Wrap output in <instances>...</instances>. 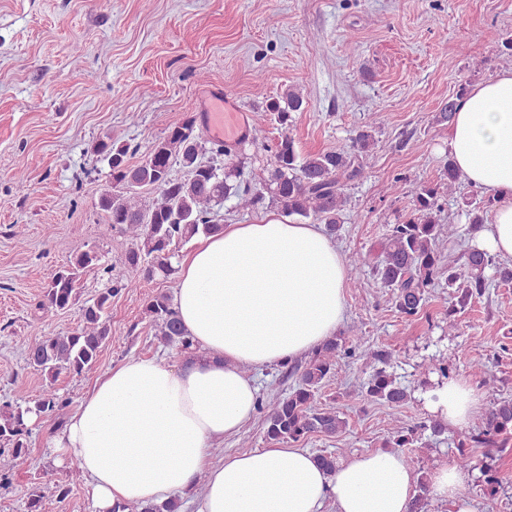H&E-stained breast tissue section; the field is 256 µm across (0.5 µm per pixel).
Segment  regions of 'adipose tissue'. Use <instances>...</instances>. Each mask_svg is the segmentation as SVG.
Segmentation results:
<instances>
[{
	"label": "adipose tissue",
	"mask_w": 512,
	"mask_h": 512,
	"mask_svg": "<svg viewBox=\"0 0 512 512\" xmlns=\"http://www.w3.org/2000/svg\"><path fill=\"white\" fill-rule=\"evenodd\" d=\"M461 175L496 202L474 244L512 258V70L473 86L448 125ZM349 267L319 225L268 214L228 224L183 259L174 309L195 348L187 367L133 358L99 378L54 439L77 461L92 512L187 498L192 512H409L419 476L401 452L378 449L325 471L314 454L273 442L213 459L259 401L257 371L294 361L335 336ZM448 426L478 410L473 387L452 378L426 395ZM431 495L471 512L464 475L441 464Z\"/></svg>",
	"instance_id": "ef3b65f1"
}]
</instances>
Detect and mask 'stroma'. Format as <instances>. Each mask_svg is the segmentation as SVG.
<instances>
[{
  "label": "stroma",
  "mask_w": 512,
  "mask_h": 512,
  "mask_svg": "<svg viewBox=\"0 0 512 512\" xmlns=\"http://www.w3.org/2000/svg\"><path fill=\"white\" fill-rule=\"evenodd\" d=\"M512 39V0H0V402L37 398L46 379L27 361L35 336L74 329L80 311L44 306L54 273L76 254L98 252L124 270L129 236H102L100 196L110 169L93 148L102 140L131 147L138 164L152 142L186 119L211 86L251 112L286 89L305 102L288 129L257 127L241 144L244 170L267 176L281 134L301 154L347 150L361 130L373 143L358 153L360 179L345 183L344 222L334 240L361 252L351 274L338 333L363 337L390 356V370L410 396L397 407L362 395L372 372L365 360L341 358L321 394L348 422L345 432L313 435L301 446L337 460L383 448L396 422L427 420L422 382L432 357L467 379L481 412L493 397H512V284L493 283L448 330L452 300L445 280L425 292L423 312L408 320L372 276L389 225L410 217L414 186L442 184L448 163L440 108L457 94L512 68L502 45ZM380 113L371 123V113ZM25 170L18 187L14 174ZM176 276L129 281L110 308L112 337L95 367L61 374L55 387L79 406L96 379L129 359L164 354L181 366L184 352L165 344L144 315L152 296L173 294ZM42 418L28 454L0 456L12 485L0 512H27L29 491L53 494L69 482L70 462L51 448L63 428ZM499 486L470 472L462 494L472 512H512V447L494 452Z\"/></svg>",
  "instance_id": "stroma-1"
}]
</instances>
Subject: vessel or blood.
<instances>
[{"mask_svg": "<svg viewBox=\"0 0 512 512\" xmlns=\"http://www.w3.org/2000/svg\"><path fill=\"white\" fill-rule=\"evenodd\" d=\"M199 111L205 132L218 142L235 143L253 136L239 100L222 89L206 91L200 99Z\"/></svg>", "mask_w": 512, "mask_h": 512, "instance_id": "1", "label": "vessel or blood"}]
</instances>
